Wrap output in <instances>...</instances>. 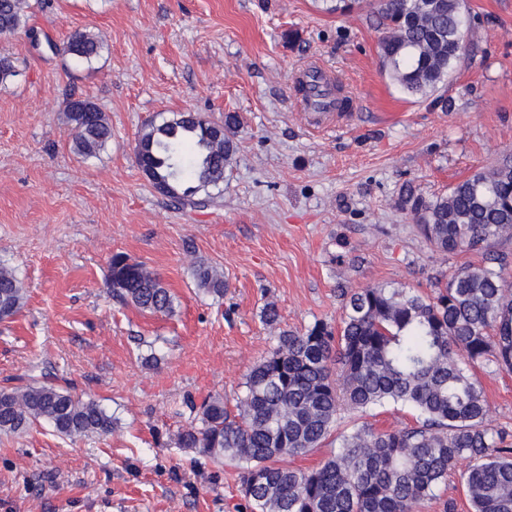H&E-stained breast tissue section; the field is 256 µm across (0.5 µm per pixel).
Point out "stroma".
I'll use <instances>...</instances> for the list:
<instances>
[{
	"label": "stroma",
	"instance_id": "stroma-1",
	"mask_svg": "<svg viewBox=\"0 0 512 512\" xmlns=\"http://www.w3.org/2000/svg\"><path fill=\"white\" fill-rule=\"evenodd\" d=\"M464 62L415 99L381 73L365 13L320 0H30L0 35L18 74L0 88V260L26 290L0 322V389L71 384L118 421L76 443L41 422L0 436V512H245L239 470L175 444L189 403L236 398L278 329L340 322L338 285L427 293L475 262L432 251L396 204L403 184L441 195L512 153V0H466ZM97 33L92 64L57 53ZM311 66L354 101L311 127L294 92ZM91 98L112 128L98 156L71 149L65 105ZM173 112L243 125L223 192L203 207L157 192L141 130ZM157 273L174 311L144 313L105 284L113 255ZM207 263L223 297L198 288ZM486 423L512 433V372L480 366ZM464 466L418 512H471Z\"/></svg>",
	"mask_w": 512,
	"mask_h": 512
}]
</instances>
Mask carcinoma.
<instances>
[{
	"mask_svg": "<svg viewBox=\"0 0 512 512\" xmlns=\"http://www.w3.org/2000/svg\"><path fill=\"white\" fill-rule=\"evenodd\" d=\"M366 7L379 39V63L412 96L434 93L466 56L465 0H333L328 12ZM26 0H0V27H27ZM103 42L73 31L64 54L90 64ZM16 76L0 55V86ZM66 118L81 156L103 151L112 130L88 98L69 100ZM235 112L224 122L178 112L139 135L154 180L170 197L203 204L224 184L236 153ZM399 206L423 239L446 256L472 252L481 260L432 283V294L411 288L339 289L340 326L317 321L303 332L283 330L267 355L245 375L235 410L214 396L190 405L192 417L176 436L195 449L241 468L240 492L249 512H417L467 462L471 512H512V436L488 427L476 364L512 370V268L495 250L512 239V156L426 198L402 188ZM198 286L224 297L228 284L201 264ZM107 287L120 301L150 313L173 309L161 279L123 254L112 256ZM25 292L0 261V321L14 316ZM386 403L416 412L410 425L378 430L367 423L336 436L335 452L308 470L278 465L323 446L337 429L341 406L365 413ZM40 420L71 442L110 435L116 421L93 399L48 383L0 390V435L26 432Z\"/></svg>",
	"mask_w": 512,
	"mask_h": 512,
	"instance_id": "cac0c4a2",
	"label": "carcinoma"
}]
</instances>
